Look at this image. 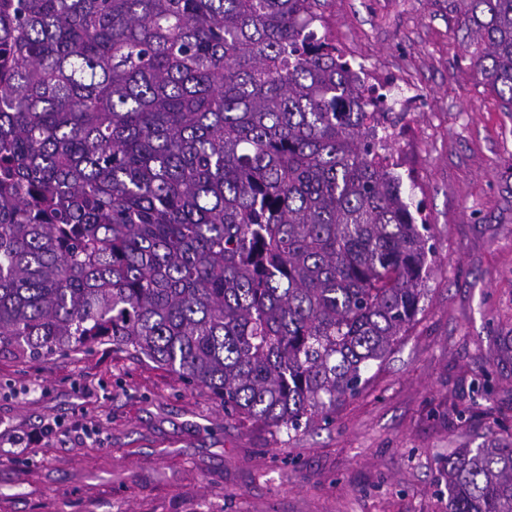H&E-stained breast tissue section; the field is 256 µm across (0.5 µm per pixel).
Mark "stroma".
I'll list each match as a JSON object with an SVG mask.
<instances>
[{
    "instance_id": "obj_1",
    "label": "stroma",
    "mask_w": 512,
    "mask_h": 512,
    "mask_svg": "<svg viewBox=\"0 0 512 512\" xmlns=\"http://www.w3.org/2000/svg\"><path fill=\"white\" fill-rule=\"evenodd\" d=\"M323 2L353 65L388 98L414 88L390 161L434 235L415 324L363 392L293 434L238 424L107 345L1 353L0 424L60 432L22 455L0 447V512H448L449 452L512 438V363L491 361L512 336V112L470 59L468 0ZM79 421L92 432L77 445L63 431Z\"/></svg>"
}]
</instances>
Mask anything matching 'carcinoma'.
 Returning <instances> with one entry per match:
<instances>
[{
  "label": "carcinoma",
  "mask_w": 512,
  "mask_h": 512,
  "mask_svg": "<svg viewBox=\"0 0 512 512\" xmlns=\"http://www.w3.org/2000/svg\"><path fill=\"white\" fill-rule=\"evenodd\" d=\"M320 7L0 0V352L108 343L288 434L363 390L434 245ZM461 29L512 112V0ZM448 512H512V441L448 454Z\"/></svg>",
  "instance_id": "cac0c4a2"
}]
</instances>
